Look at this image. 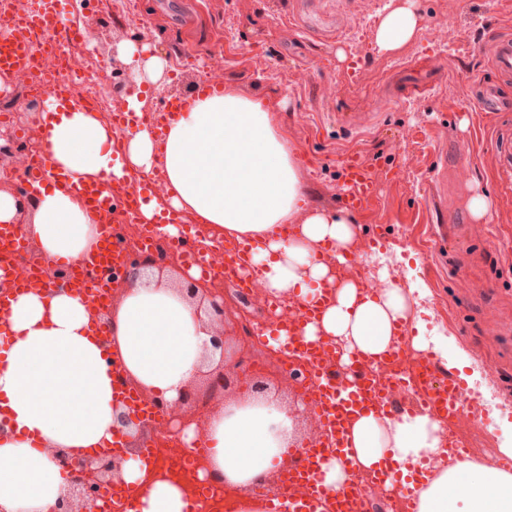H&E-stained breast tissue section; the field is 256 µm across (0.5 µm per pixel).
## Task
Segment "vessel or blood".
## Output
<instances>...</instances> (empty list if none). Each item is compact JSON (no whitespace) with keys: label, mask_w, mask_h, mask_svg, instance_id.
Returning a JSON list of instances; mask_svg holds the SVG:
<instances>
[{"label":"vessel or blood","mask_w":512,"mask_h":512,"mask_svg":"<svg viewBox=\"0 0 512 512\" xmlns=\"http://www.w3.org/2000/svg\"><path fill=\"white\" fill-rule=\"evenodd\" d=\"M59 0H24L18 14L19 22L9 38H0V73L24 72L32 67L31 43L34 36H41L47 42L61 45L71 40L70 32L57 25ZM488 66L501 80L512 79V34L498 33L482 45ZM475 101L480 111L512 112V98L500 93L494 84H481L475 89ZM185 104L182 96L175 95L148 116L154 130L164 131L175 112ZM345 188L340 202L346 210L361 212L376 197L377 182L370 167L354 153L343 160ZM162 186L157 182L139 185L132 191L109 190L100 183L74 185L73 190L81 195L87 205L99 216L101 223H136L140 208L146 197L157 194ZM249 247L236 245L223 263L213 261L204 265L208 274L236 281L242 289H250L252 281L246 276ZM120 258L109 235H102L96 250L81 263L82 271L101 272L111 268ZM298 315L288 320V350L306 355L314 370L315 386L311 396L316 417L324 424L326 436L323 443L311 444L303 461L289 468L284 484L292 498H316L319 489L315 471L326 455L346 457L352 450L348 446V429L352 418L370 406L386 408L387 402L375 387V378L367 370H358L350 383L339 378L340 367L332 351L322 344H310L300 339L299 334L305 323L315 319L320 312L319 305L297 303ZM435 367L430 359H423L405 374L394 378V386L417 387L421 393L415 402L406 406L407 411L427 410L452 423L472 419L473 414L460 402L462 381L455 376L445 381H435ZM364 496L359 486H352L336 496V512H363Z\"/></svg>","instance_id":"vessel-or-blood-1"}]
</instances>
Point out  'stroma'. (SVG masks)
<instances>
[{
  "instance_id": "obj_1",
  "label": "stroma",
  "mask_w": 512,
  "mask_h": 512,
  "mask_svg": "<svg viewBox=\"0 0 512 512\" xmlns=\"http://www.w3.org/2000/svg\"><path fill=\"white\" fill-rule=\"evenodd\" d=\"M132 2L122 17L113 0H64L60 9V28L78 33L65 50L94 72L103 118L143 92L116 60V43L150 45L168 61L161 87L146 94L148 112L196 88V72L172 64L174 50H209L225 87L271 107L296 150L309 208L359 225L357 273H377V252L396 256L407 272L401 287L428 291L410 335L447 337L449 351L472 360L453 375L490 380L495 420H465L461 431L478 448L512 436V184L494 138L512 114L490 126L472 100L477 81L495 80L475 48L512 33V0H414L417 33L392 53L374 44L390 0ZM351 152L379 183L359 214L337 204ZM476 192L490 203L481 219L469 209Z\"/></svg>"
}]
</instances>
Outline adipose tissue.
I'll use <instances>...</instances> for the list:
<instances>
[{
    "instance_id": "ef3b65f1",
    "label": "adipose tissue",
    "mask_w": 512,
    "mask_h": 512,
    "mask_svg": "<svg viewBox=\"0 0 512 512\" xmlns=\"http://www.w3.org/2000/svg\"><path fill=\"white\" fill-rule=\"evenodd\" d=\"M412 6V0H391L377 30L379 51H396L413 39ZM117 53L138 82L154 85L164 75L165 59L149 46L123 41ZM39 129L51 170H64L73 181L160 177L164 191L145 200L142 223L177 235L176 225L160 221L174 209L225 240L249 242L248 266L265 292L324 302L303 337L335 345L340 365L357 356L374 367L392 350L398 324L412 314L411 292L389 279L370 290L341 278L335 263L316 261L326 242L337 255H353L358 229L307 208L294 150L261 102L231 89L200 95L159 141L141 127L114 136L95 113L53 100ZM115 137L116 154L106 148ZM97 222L78 197L50 180L22 231L42 253L72 265L96 244ZM284 224L294 227L286 239L279 234ZM0 320L13 337L0 352V412L10 419L0 436V512H54L70 475L53 449L73 453L121 436L113 409L123 379L155 399L175 401L206 370L215 332L197 303L165 277L137 283L116 299L108 347L92 335L83 298L66 288L11 293ZM295 425L284 401L236 395L216 408L204 430L188 427L182 439L201 437L208 445L198 478L222 484L223 512H263L250 489L271 484L290 463ZM350 438L354 462L328 456L320 467L322 512H333L337 492L379 464H391L402 483L423 461L433 476L416 490L418 512H512V472L496 466L497 457L512 458V438L499 444L496 457L452 463L445 428L432 414L375 409L352 422ZM125 456L121 477L129 512H186L194 487L141 453Z\"/></svg>"
}]
</instances>
